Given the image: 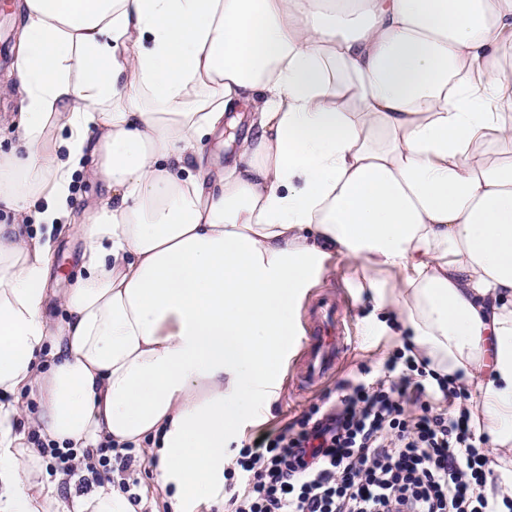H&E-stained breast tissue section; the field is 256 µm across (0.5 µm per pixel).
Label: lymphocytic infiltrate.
I'll return each mask as SVG.
<instances>
[{"mask_svg": "<svg viewBox=\"0 0 512 512\" xmlns=\"http://www.w3.org/2000/svg\"><path fill=\"white\" fill-rule=\"evenodd\" d=\"M427 377L407 344L387 359L378 387L349 381L338 399L262 432L224 474V512H512V480L491 476L467 393ZM411 399L417 412L406 408ZM31 441L54 470L105 474L140 504L143 451Z\"/></svg>", "mask_w": 512, "mask_h": 512, "instance_id": "1", "label": "lymphocytic infiltrate"}]
</instances>
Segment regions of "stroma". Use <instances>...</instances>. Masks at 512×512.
<instances>
[{
  "mask_svg": "<svg viewBox=\"0 0 512 512\" xmlns=\"http://www.w3.org/2000/svg\"><path fill=\"white\" fill-rule=\"evenodd\" d=\"M15 2L0 0V148L4 150L15 143L19 121L18 101L6 84L18 35ZM55 239L52 277L55 288L62 293L70 288L80 273L83 242L65 229L57 233ZM326 266L327 274L319 277L317 284L306 291L301 301L297 327L300 335H307L314 324L319 303L327 298L335 300L337 310L344 314L340 325L345 338L335 371L313 391L296 392L292 383L300 371L302 347L298 344L290 347L280 380L266 398L267 408L245 415L242 438L225 448V460H232L239 445L249 443L257 432L281 426L311 407L321 405L324 400L337 399L344 381L359 377L366 383H376L383 374L389 352L401 345L402 339L394 330L367 327V320L374 318L375 312L368 293L358 289L364 277L359 262L336 255L327 260Z\"/></svg>",
  "mask_w": 512,
  "mask_h": 512,
  "instance_id": "stroma-1",
  "label": "stroma"
}]
</instances>
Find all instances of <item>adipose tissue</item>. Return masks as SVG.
Returning <instances> with one entry per match:
<instances>
[{
  "mask_svg": "<svg viewBox=\"0 0 512 512\" xmlns=\"http://www.w3.org/2000/svg\"><path fill=\"white\" fill-rule=\"evenodd\" d=\"M0 150V512H57L14 397L61 448L157 453L172 506L224 494L341 255L512 465V0H19ZM247 108L231 165L203 141ZM101 184L77 209V172ZM82 271L46 315L53 235ZM41 231L25 232L26 220ZM67 512H137L103 483Z\"/></svg>",
  "mask_w": 512,
  "mask_h": 512,
  "instance_id": "adipose-tissue-1",
  "label": "adipose tissue"
}]
</instances>
